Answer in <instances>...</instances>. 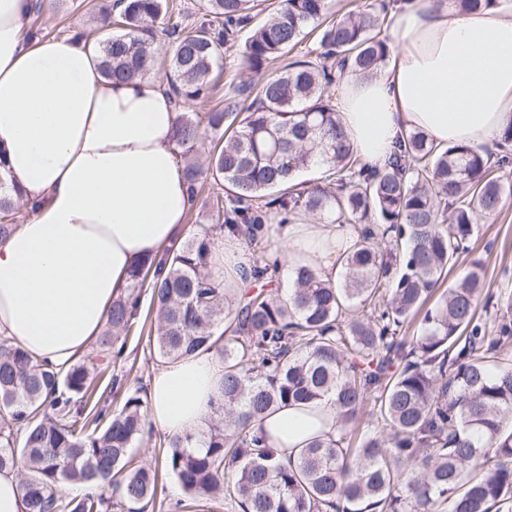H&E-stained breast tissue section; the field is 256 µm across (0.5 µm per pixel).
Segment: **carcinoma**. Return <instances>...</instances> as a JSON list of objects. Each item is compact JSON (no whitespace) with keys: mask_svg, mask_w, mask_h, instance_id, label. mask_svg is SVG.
<instances>
[{"mask_svg":"<svg viewBox=\"0 0 512 512\" xmlns=\"http://www.w3.org/2000/svg\"><path fill=\"white\" fill-rule=\"evenodd\" d=\"M123 2L113 24L124 33L101 41V74H146L155 24L165 18L168 88L179 106L209 98L241 32L249 31L242 71L251 74L317 36L307 59L258 84H230L224 111L179 115L173 143L190 195L220 187L211 223L130 270L91 355L57 369L0 338V470L25 462L26 512H145L161 467L186 493L238 512H512V359L503 357L512 292L487 297L477 315L480 260L440 290L472 252L480 221L512 195V183L496 176L512 167V125L477 149L409 131L386 168H366L325 91L347 69L371 76L386 65L387 0L339 19L330 0H272L263 9L260 0H205L189 29L166 18V0ZM209 134L204 168L192 156ZM315 159L328 166L329 183L301 191L295 174ZM20 200L0 175V235L18 226ZM297 213L364 225L341 254L342 281L299 264L288 289L271 287L281 261L264 243L273 221ZM226 235L247 251L241 276L260 284L241 297L214 271ZM415 323L416 334H401ZM135 328L165 362L200 351L224 362L212 416L196 434L165 437L159 467L132 453L146 432L143 389L127 391L115 410L117 392L100 389L125 361ZM324 399L335 409L336 436L313 439L293 461H281L256 432L284 404ZM366 410L377 427L352 448L346 431ZM77 485L87 491L66 498Z\"/></svg>","mask_w":512,"mask_h":512,"instance_id":"carcinoma-1","label":"carcinoma"}]
</instances>
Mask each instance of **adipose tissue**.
Masks as SVG:
<instances>
[{"mask_svg":"<svg viewBox=\"0 0 512 512\" xmlns=\"http://www.w3.org/2000/svg\"><path fill=\"white\" fill-rule=\"evenodd\" d=\"M35 0H0V173L33 216L0 236V335L67 368L105 327L130 269L182 232L191 210L173 132L179 115L155 77L115 82L95 42L26 39ZM387 66L346 73L334 107L361 165L384 168L404 131L439 145L493 144L512 125V18L454 0H406ZM358 228L283 225L286 265L336 281ZM214 352L166 363L151 377L148 422L182 436L202 429L221 394ZM282 459L335 433L327 401L277 409L262 422Z\"/></svg>","mask_w":512,"mask_h":512,"instance_id":"adipose-tissue-1","label":"adipose tissue"}]
</instances>
